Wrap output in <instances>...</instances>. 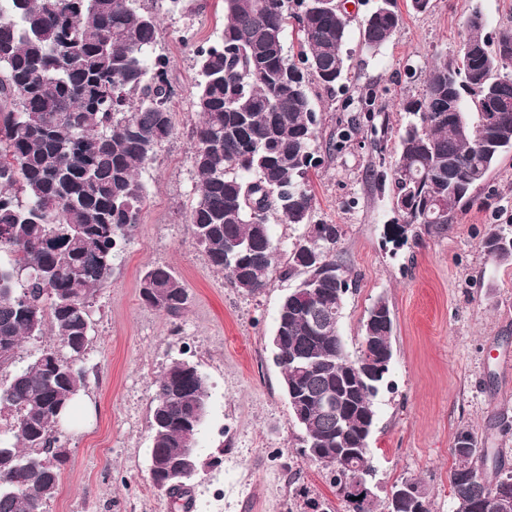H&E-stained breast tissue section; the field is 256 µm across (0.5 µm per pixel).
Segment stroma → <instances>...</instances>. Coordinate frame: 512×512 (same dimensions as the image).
Masks as SVG:
<instances>
[{"label": "stroma", "instance_id": "1", "mask_svg": "<svg viewBox=\"0 0 512 512\" xmlns=\"http://www.w3.org/2000/svg\"><path fill=\"white\" fill-rule=\"evenodd\" d=\"M379 0L350 6L349 57L341 86L329 92L311 83L309 95L325 118L323 137L365 99L388 132L364 128L319 168L312 180L315 221L342 228L338 254L358 286L343 301L340 334L350 354L362 342V324L378 298L395 316L389 385L376 399L369 443L377 471L376 496L386 505L392 485L416 478L432 512H451V449L463 429L489 448L507 449L512 467V264L480 248L491 225L512 224V155L477 188V202L449 225L447 235L422 236L395 247L384 239L394 216L390 191L372 177L393 162L398 132L409 119L403 102L423 92L435 56L458 54L465 22L480 10L487 33L512 24V0H430L424 12L397 0L402 22L378 54L359 45V24ZM156 14L154 51L170 60L176 90L175 134L141 173L149 197L141 221L116 257L107 287L90 300L92 341L85 355L84 407L62 429L67 461L48 512H174L149 475L153 384L175 358L198 364L208 380L209 414L200 442L193 512H347L325 467L300 453L301 431L281 388V370L268 340L277 309L298 277L273 278L258 294L231 288L210 265L184 219L198 194L189 132L199 79L196 45L224 28V0H190L171 13L163 0H141ZM155 264L182 278L191 304L179 323L145 306L140 279Z\"/></svg>", "mask_w": 512, "mask_h": 512}]
</instances>
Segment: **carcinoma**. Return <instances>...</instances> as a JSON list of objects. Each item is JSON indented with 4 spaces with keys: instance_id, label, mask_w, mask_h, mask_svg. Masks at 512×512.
<instances>
[{
    "instance_id": "cac0c4a2",
    "label": "carcinoma",
    "mask_w": 512,
    "mask_h": 512,
    "mask_svg": "<svg viewBox=\"0 0 512 512\" xmlns=\"http://www.w3.org/2000/svg\"><path fill=\"white\" fill-rule=\"evenodd\" d=\"M138 0H0V367L15 363L21 342L50 330L73 355L92 330L89 300L112 277V263L140 222L148 192L139 172L175 133L169 103L175 90L169 60L153 54L157 17ZM224 0L219 40L194 50L200 79L190 133L199 190L185 211L195 244L231 287L255 294L274 274L305 277L278 308L273 350L302 444L333 459L355 448L377 420L375 398L391 363L365 385L354 368L391 347L394 320L379 299L363 325L359 353H348L336 329L356 282L336 260L337 224L312 222L311 172L325 162L315 143L321 116L309 84L328 90L342 80L350 19L337 0ZM402 21L396 0H380L364 20L362 47L380 51ZM464 43L479 52L432 63L420 98L403 104L411 119L399 133L391 176L374 177L402 200L385 225V241L439 236L474 202L473 191L512 153V26L485 33L478 9ZM296 52L285 51L287 32ZM373 103L348 116L343 148ZM306 227L280 267L273 222ZM481 248L512 262V229L494 226ZM142 302L177 323L189 294L169 265H152L140 280ZM88 371L49 346L0 385V410L14 421L0 435V512H46L64 458L45 463L57 427ZM332 391L336 409L318 398ZM208 386L193 363L171 361L154 381L149 456L179 459L199 448ZM449 473L453 509L486 512L483 467L512 482L503 450L486 448L469 430L457 433Z\"/></svg>"
}]
</instances>
